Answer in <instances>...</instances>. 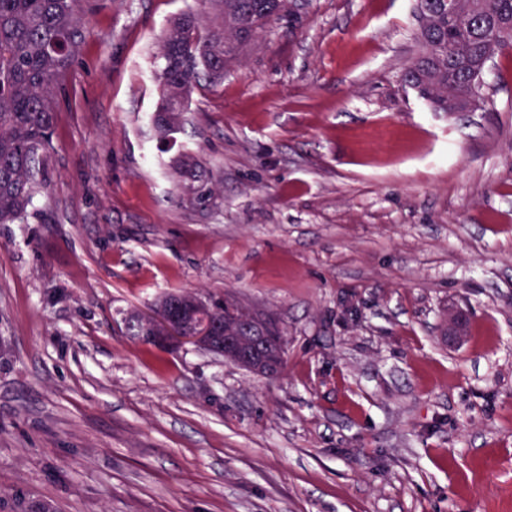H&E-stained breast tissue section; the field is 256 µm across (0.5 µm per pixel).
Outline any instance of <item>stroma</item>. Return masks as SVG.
Masks as SVG:
<instances>
[{"mask_svg": "<svg viewBox=\"0 0 512 512\" xmlns=\"http://www.w3.org/2000/svg\"><path fill=\"white\" fill-rule=\"evenodd\" d=\"M186 11L217 14L81 5L47 186L0 224V512H512V49L482 110L433 112L399 82L416 0H302L166 147L158 38ZM181 288L273 314L283 372L125 335ZM172 174L181 182H188V200L197 206H206L213 189L203 179L204 169L200 162L191 155H181L172 166ZM197 183V185H195ZM468 331L467 315L460 310L448 311V324H446L445 337L448 343L462 342Z\"/></svg>", "mask_w": 512, "mask_h": 512, "instance_id": "stroma-1", "label": "stroma"}]
</instances>
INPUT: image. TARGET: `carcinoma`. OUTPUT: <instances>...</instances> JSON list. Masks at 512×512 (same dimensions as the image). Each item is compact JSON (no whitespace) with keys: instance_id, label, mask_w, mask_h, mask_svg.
Instances as JSON below:
<instances>
[{"instance_id":"1","label":"carcinoma","mask_w":512,"mask_h":512,"mask_svg":"<svg viewBox=\"0 0 512 512\" xmlns=\"http://www.w3.org/2000/svg\"><path fill=\"white\" fill-rule=\"evenodd\" d=\"M220 20L193 12L175 17L161 35L164 64L157 74L161 105L153 124L160 140L179 130L194 91L224 80V69L256 38L288 18L291 0H216ZM79 0H0V224L27 222L47 180L54 146V90L78 54ZM483 26L464 29L448 17L443 0H417L419 53L403 71L405 85L434 111L448 97L483 103L487 53L512 42V0H466ZM172 174L187 183L188 200L210 201L213 189L191 155L175 160Z\"/></svg>"}]
</instances>
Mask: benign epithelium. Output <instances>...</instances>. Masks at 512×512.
I'll list each match as a JSON object with an SVG mask.
<instances>
[{
    "label": "benign epithelium",
    "instance_id": "benign-epithelium-1",
    "mask_svg": "<svg viewBox=\"0 0 512 512\" xmlns=\"http://www.w3.org/2000/svg\"><path fill=\"white\" fill-rule=\"evenodd\" d=\"M244 319L236 329L224 328V319L203 312L199 300L186 291H171L166 301L144 316L152 335L148 340L164 349L193 345L224 358L238 367L264 378L279 375L280 346L284 336L275 333L277 319L255 309L243 310ZM468 331L467 315L448 311L445 337L462 342Z\"/></svg>",
    "mask_w": 512,
    "mask_h": 512
}]
</instances>
